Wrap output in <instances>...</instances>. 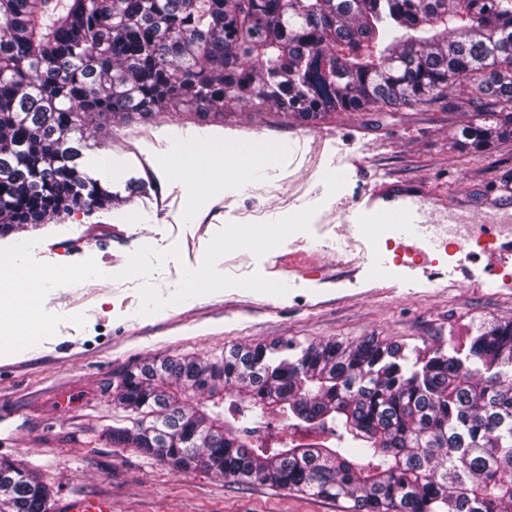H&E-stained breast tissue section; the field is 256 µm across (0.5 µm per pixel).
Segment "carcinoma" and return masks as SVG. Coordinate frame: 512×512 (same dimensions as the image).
<instances>
[{
    "mask_svg": "<svg viewBox=\"0 0 512 512\" xmlns=\"http://www.w3.org/2000/svg\"><path fill=\"white\" fill-rule=\"evenodd\" d=\"M470 79L485 119L467 139L512 140V0H0V233L112 200L79 159L115 115L424 106ZM112 400L128 422L112 440L178 472L351 512H512V322L465 352L285 340L165 358ZM269 408L290 420L275 446L258 435ZM50 501L0 460V512Z\"/></svg>",
    "mask_w": 512,
    "mask_h": 512,
    "instance_id": "carcinoma-1",
    "label": "carcinoma"
}]
</instances>
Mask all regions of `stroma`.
I'll return each instance as SVG.
<instances>
[{
	"label": "stroma",
	"instance_id": "35a3bbf8",
	"mask_svg": "<svg viewBox=\"0 0 512 512\" xmlns=\"http://www.w3.org/2000/svg\"><path fill=\"white\" fill-rule=\"evenodd\" d=\"M476 88L470 80L432 104L389 112L304 117L247 105L202 115L181 107L107 122L81 166L111 191V205L25 226L0 236V247L30 240L36 261L91 258L114 275L141 246H175L179 258L151 277L167 295L183 268L200 266L225 224L270 222L310 205L317 212L309 231L264 256L238 250L217 263L234 277L284 283L283 296L232 288L142 316L134 279L50 290L43 305L64 323L9 355L0 373V458L36 472L55 505L100 495L111 497L112 512H348L343 500L177 472L113 442L122 413L112 385L149 359L206 358L238 344L372 338L424 351L512 321V266L503 284L448 288L401 277L393 292L377 293L350 282L344 264L382 244V225L328 221L337 203L359 205L384 180L422 185V206L451 223L473 256H482L489 226L512 237V208L489 202L490 194H512V141L477 152L461 134L476 120ZM237 144L260 146L259 160L239 163L230 151ZM80 313L84 326L69 323Z\"/></svg>",
	"mask_w": 512,
	"mask_h": 512
}]
</instances>
